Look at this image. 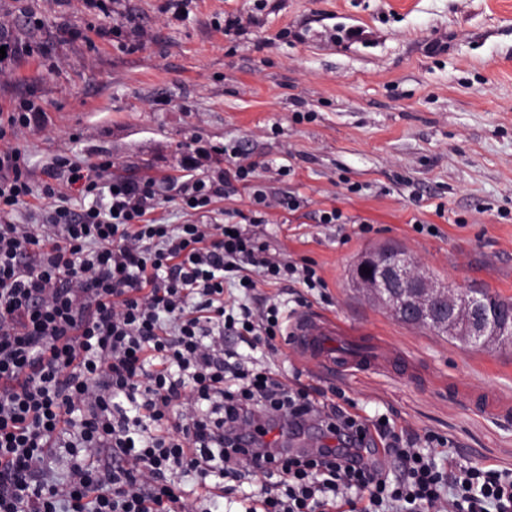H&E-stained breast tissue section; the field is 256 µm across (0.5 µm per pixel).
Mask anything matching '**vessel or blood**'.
Listing matches in <instances>:
<instances>
[{
	"label": "vessel or blood",
	"mask_w": 512,
	"mask_h": 512,
	"mask_svg": "<svg viewBox=\"0 0 512 512\" xmlns=\"http://www.w3.org/2000/svg\"><path fill=\"white\" fill-rule=\"evenodd\" d=\"M341 334V328L328 318L305 313L294 320L289 336L298 358L320 369L371 363L370 355H348L338 350L335 342Z\"/></svg>",
	"instance_id": "1"
}]
</instances>
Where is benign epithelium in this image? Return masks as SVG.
<instances>
[{
    "mask_svg": "<svg viewBox=\"0 0 512 512\" xmlns=\"http://www.w3.org/2000/svg\"><path fill=\"white\" fill-rule=\"evenodd\" d=\"M351 281L400 322L448 334L468 347L490 351L512 338V308L500 309L466 288L437 282L407 251L391 246L368 251L354 265Z\"/></svg>",
    "mask_w": 512,
    "mask_h": 512,
    "instance_id": "benign-epithelium-1",
    "label": "benign epithelium"
}]
</instances>
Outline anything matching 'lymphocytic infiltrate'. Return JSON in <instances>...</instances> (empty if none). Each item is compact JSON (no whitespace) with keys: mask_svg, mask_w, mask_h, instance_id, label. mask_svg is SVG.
Wrapping results in <instances>:
<instances>
[{"mask_svg":"<svg viewBox=\"0 0 512 512\" xmlns=\"http://www.w3.org/2000/svg\"><path fill=\"white\" fill-rule=\"evenodd\" d=\"M220 152L234 169L185 156L174 190L192 221L165 224L152 174L62 152L36 188L27 154L0 149V512H173L187 481L239 477L242 451L265 462L246 512H512V470L458 463L447 439L246 363L288 328L281 302L254 307L258 282L326 283L256 232L207 222L258 168L241 146ZM35 196L43 221L11 222ZM284 415L341 447H273Z\"/></svg>","mask_w":512,"mask_h":512,"instance_id":"f902f5d3","label":"lymphocytic infiltrate"}]
</instances>
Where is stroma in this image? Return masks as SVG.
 Returning a JSON list of instances; mask_svg holds the SVG:
<instances>
[{"label":"stroma","instance_id":"stroma-1","mask_svg":"<svg viewBox=\"0 0 512 512\" xmlns=\"http://www.w3.org/2000/svg\"><path fill=\"white\" fill-rule=\"evenodd\" d=\"M242 20L225 34L228 16ZM0 110L44 109L12 141L33 181L55 155L176 181L192 148L240 143L255 184L209 221L242 223L254 185L277 252L315 262L328 300L258 283L292 315L319 312L349 344L399 350L374 368L315 371L283 338L258 349L282 379L352 399L361 416L446 438L462 464L512 470V344L484 351L402 324L349 285L390 245L440 279L512 299V0H0ZM338 209L344 221L323 224Z\"/></svg>","mask_w":512,"mask_h":512}]
</instances>
